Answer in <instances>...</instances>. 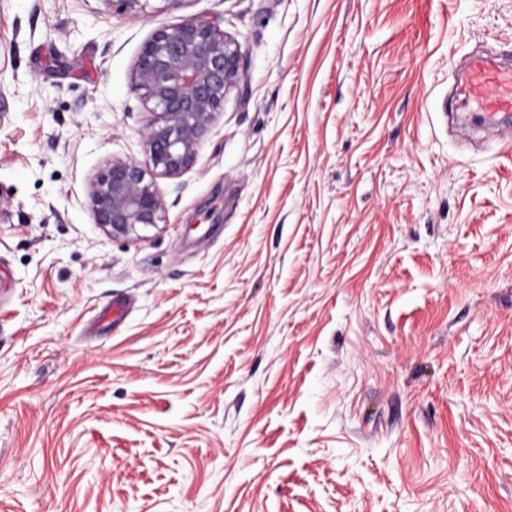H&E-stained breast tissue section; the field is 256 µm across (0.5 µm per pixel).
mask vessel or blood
I'll use <instances>...</instances> for the list:
<instances>
[{
  "label": "vessel or blood",
  "instance_id": "vessel-or-blood-1",
  "mask_svg": "<svg viewBox=\"0 0 512 512\" xmlns=\"http://www.w3.org/2000/svg\"><path fill=\"white\" fill-rule=\"evenodd\" d=\"M450 106L482 115L491 124L505 123L502 140L512 141V62L490 53H473L465 61L464 77Z\"/></svg>",
  "mask_w": 512,
  "mask_h": 512
}]
</instances>
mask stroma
<instances>
[{
	"label": "stroma",
	"instance_id": "stroma-1",
	"mask_svg": "<svg viewBox=\"0 0 512 512\" xmlns=\"http://www.w3.org/2000/svg\"><path fill=\"white\" fill-rule=\"evenodd\" d=\"M194 17L243 76L108 238ZM479 49L512 0H0V512H512V151L445 116ZM239 43L205 19L160 29L142 47L132 86L154 114L142 131L147 164L107 161L90 184L95 224L110 238L139 239L165 224L157 177L175 180L194 165L201 137L242 77Z\"/></svg>",
	"mask_w": 512,
	"mask_h": 512
}]
</instances>
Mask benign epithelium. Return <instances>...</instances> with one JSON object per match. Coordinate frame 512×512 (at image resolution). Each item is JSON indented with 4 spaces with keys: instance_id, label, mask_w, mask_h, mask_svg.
<instances>
[{
    "instance_id": "obj_1",
    "label": "benign epithelium",
    "mask_w": 512,
    "mask_h": 512,
    "mask_svg": "<svg viewBox=\"0 0 512 512\" xmlns=\"http://www.w3.org/2000/svg\"><path fill=\"white\" fill-rule=\"evenodd\" d=\"M239 43L205 19L160 29L142 47L132 86L154 119L142 131L147 164L111 159L90 184L94 221L110 238L139 239L165 223L158 177L175 180L194 165L201 137L242 77Z\"/></svg>"
}]
</instances>
